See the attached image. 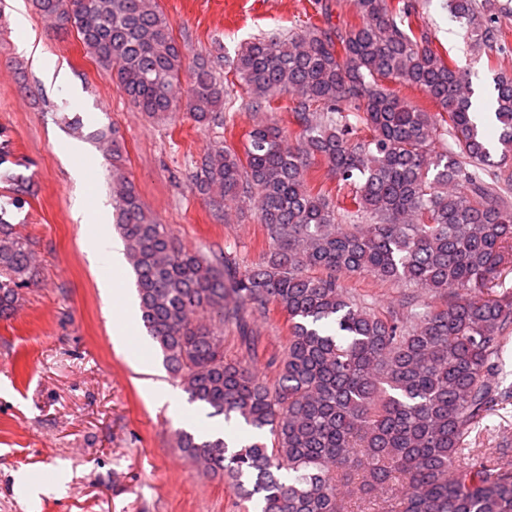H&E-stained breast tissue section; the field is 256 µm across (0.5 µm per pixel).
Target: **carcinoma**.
Wrapping results in <instances>:
<instances>
[{
  "instance_id": "cac0c4a2",
  "label": "carcinoma",
  "mask_w": 512,
  "mask_h": 512,
  "mask_svg": "<svg viewBox=\"0 0 512 512\" xmlns=\"http://www.w3.org/2000/svg\"><path fill=\"white\" fill-rule=\"evenodd\" d=\"M56 33L75 31L102 72L149 118L183 108L200 126H229L219 61L187 63L155 0H33ZM360 22L309 24L248 42L233 69L257 110L287 94L299 129L285 141L258 121L243 152L217 142L192 175L215 204H256L268 248L244 270L223 253L177 244L146 212L125 171L117 132L83 134L111 166L115 230L135 278L141 320L163 365L206 417L245 425L251 440L179 429L175 447L203 474L228 481L260 512H512V449L469 447L508 395L503 367L512 340V75H494L489 102L500 163L473 107L470 72L414 28L407 0H354ZM470 45L503 50L490 24L495 0H448ZM419 88L427 112L385 86ZM370 136L355 137L358 127ZM448 138V149L434 142ZM321 165L348 188L334 204L308 185ZM21 208L22 175L0 174ZM37 273L33 242L0 206V318L19 306ZM438 294L381 313L355 299L344 277ZM499 295L490 294L494 288ZM288 320V346L250 361L261 341L249 319L270 307ZM240 331L246 361L224 360V323ZM358 482L360 505L341 478Z\"/></svg>"
}]
</instances>
